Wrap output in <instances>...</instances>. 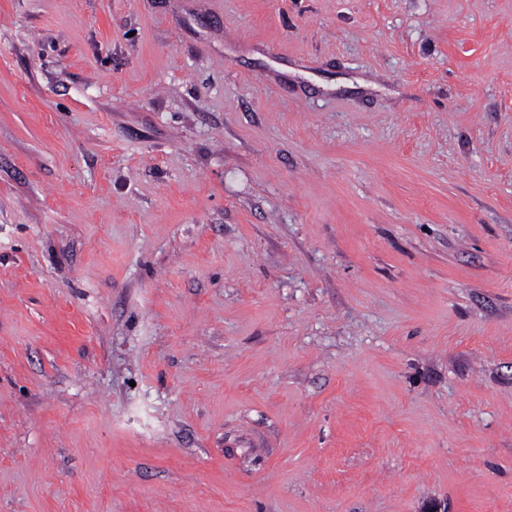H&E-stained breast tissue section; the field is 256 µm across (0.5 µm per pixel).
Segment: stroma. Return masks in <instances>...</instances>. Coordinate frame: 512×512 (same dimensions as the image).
Here are the masks:
<instances>
[{
    "mask_svg": "<svg viewBox=\"0 0 512 512\" xmlns=\"http://www.w3.org/2000/svg\"><path fill=\"white\" fill-rule=\"evenodd\" d=\"M0 512H512V0H0Z\"/></svg>",
    "mask_w": 512,
    "mask_h": 512,
    "instance_id": "stroma-1",
    "label": "stroma"
}]
</instances>
